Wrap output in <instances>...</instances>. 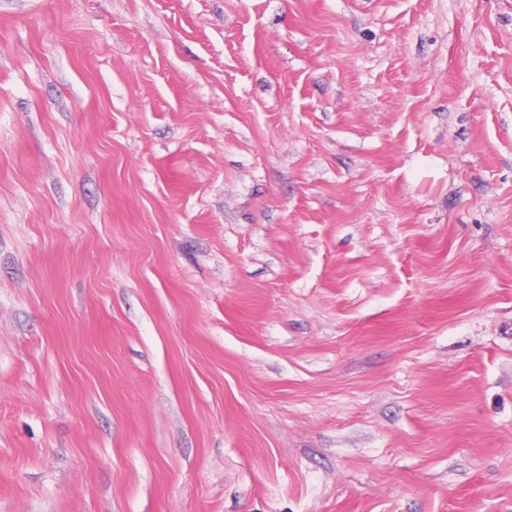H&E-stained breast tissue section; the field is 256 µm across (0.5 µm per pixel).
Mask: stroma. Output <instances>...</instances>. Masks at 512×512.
<instances>
[{
    "label": "stroma",
    "instance_id": "35a3bbf8",
    "mask_svg": "<svg viewBox=\"0 0 512 512\" xmlns=\"http://www.w3.org/2000/svg\"><path fill=\"white\" fill-rule=\"evenodd\" d=\"M0 512H512V0H0Z\"/></svg>",
    "mask_w": 512,
    "mask_h": 512
}]
</instances>
